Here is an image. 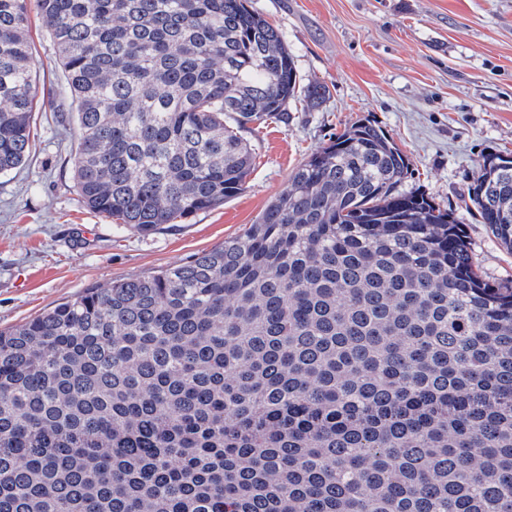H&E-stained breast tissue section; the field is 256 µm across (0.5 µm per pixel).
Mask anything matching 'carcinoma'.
<instances>
[{
    "mask_svg": "<svg viewBox=\"0 0 512 512\" xmlns=\"http://www.w3.org/2000/svg\"><path fill=\"white\" fill-rule=\"evenodd\" d=\"M89 209L149 235L238 195L247 125L314 107L248 0H35ZM0 0V174L38 94ZM360 119L240 236L0 330V512H512V281ZM464 207L512 251V158Z\"/></svg>",
    "mask_w": 512,
    "mask_h": 512,
    "instance_id": "carcinoma-1",
    "label": "carcinoma"
}]
</instances>
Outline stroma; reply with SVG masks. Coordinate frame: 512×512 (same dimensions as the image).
<instances>
[{
	"label": "stroma",
	"instance_id": "obj_1",
	"mask_svg": "<svg viewBox=\"0 0 512 512\" xmlns=\"http://www.w3.org/2000/svg\"><path fill=\"white\" fill-rule=\"evenodd\" d=\"M277 27L302 83L323 102L285 126L261 124L245 190L219 207L142 235L90 211L74 181L77 124L49 39L32 21L38 78L33 143L0 175V329L84 289L175 267L241 235L330 136L366 118L408 155L403 190L454 209L473 258L512 278V253L461 207L481 155L512 154V0H249Z\"/></svg>",
	"mask_w": 512,
	"mask_h": 512
}]
</instances>
